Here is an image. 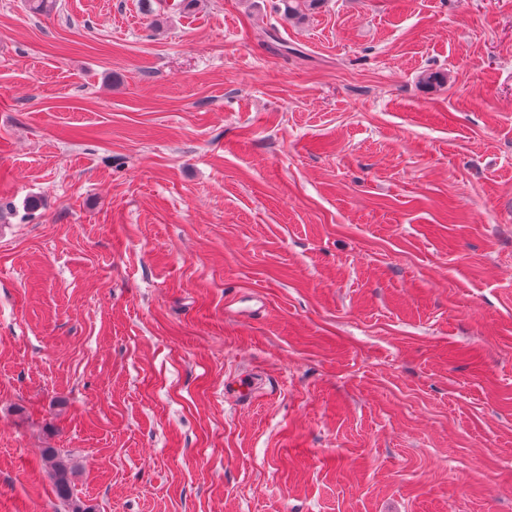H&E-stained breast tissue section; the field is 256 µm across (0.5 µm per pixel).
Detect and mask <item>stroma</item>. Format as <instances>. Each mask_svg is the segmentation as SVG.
Here are the masks:
<instances>
[{"label":"stroma","mask_w":512,"mask_h":512,"mask_svg":"<svg viewBox=\"0 0 512 512\" xmlns=\"http://www.w3.org/2000/svg\"><path fill=\"white\" fill-rule=\"evenodd\" d=\"M0 199V512H512V0H0ZM45 456L51 465V478L57 497L67 503L68 512H91L77 497L74 498L71 486L72 466L70 459L58 448L45 449Z\"/></svg>","instance_id":"obj_1"}]
</instances>
